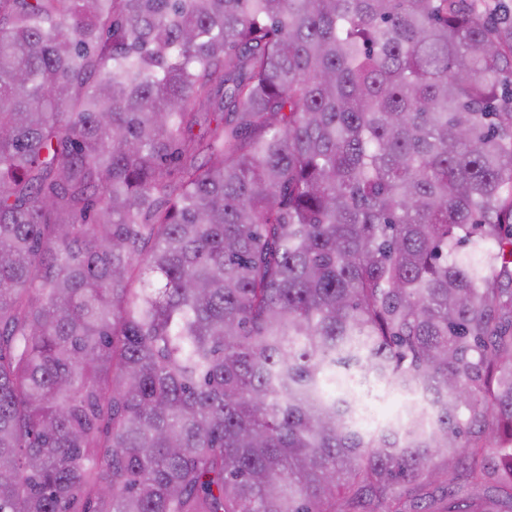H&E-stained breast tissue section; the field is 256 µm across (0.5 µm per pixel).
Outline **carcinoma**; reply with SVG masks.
<instances>
[{
  "mask_svg": "<svg viewBox=\"0 0 512 512\" xmlns=\"http://www.w3.org/2000/svg\"><path fill=\"white\" fill-rule=\"evenodd\" d=\"M373 506L512 512V4L0 0V512ZM352 396L355 398L356 403L365 404L373 406L378 415L380 416H391L396 415L401 407L406 397L395 390L381 389L378 398H367L361 391L359 387L354 389ZM376 412L368 407L359 406L358 411L354 417V426L360 429L364 428H378L381 426H386L391 423L392 419H382L378 417Z\"/></svg>",
  "mask_w": 512,
  "mask_h": 512,
  "instance_id": "1",
  "label": "carcinoma"
}]
</instances>
